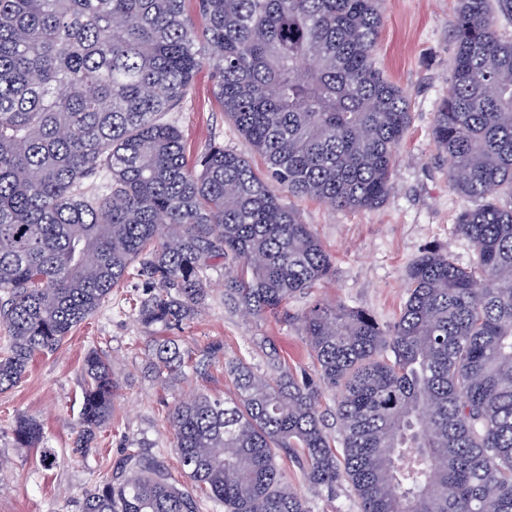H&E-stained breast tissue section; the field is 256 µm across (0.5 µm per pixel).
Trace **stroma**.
Segmentation results:
<instances>
[{
	"mask_svg": "<svg viewBox=\"0 0 512 512\" xmlns=\"http://www.w3.org/2000/svg\"><path fill=\"white\" fill-rule=\"evenodd\" d=\"M456 8L457 0H384L378 60L386 76L407 95L411 115L392 172L391 191L378 207L360 211L334 210L310 198L293 201L302 222L312 226L332 253L331 275L312 294L291 299L277 316L257 320L225 308L224 268L212 267L204 307L174 335L190 353L220 343L223 355L200 371L189 370L170 379L155 377L148 370L150 339L162 330L137 322L133 307L138 289L114 291L58 349L36 357L21 381L0 393V456L9 461L8 469L0 471V512H78L84 493L104 480L126 445L135 442L146 443L165 457L175 480L184 482L167 413L179 401L199 393L230 395L233 386L224 372L225 361L243 358L265 368L260 343L268 339L290 365L309 367L296 317L312 299L368 311L386 329L406 301L405 273L425 249L438 248L462 265L470 261L473 246L456 235L453 226L460 212L476 207L477 202L451 187L446 158L432 136L435 114L451 81ZM193 87L182 111L169 115L184 135L187 158L195 159L215 140L263 169L262 157L225 118L213 93L209 68L196 73ZM99 346L111 353L120 389L112 423L101 432L97 450L81 456L72 448L83 401V364L87 352ZM20 416L42 423L47 444L57 457L53 468H44L38 454L14 448L11 427ZM282 473L310 502L313 512H359L349 489L331 498L318 494L295 469L286 467Z\"/></svg>",
	"mask_w": 512,
	"mask_h": 512,
	"instance_id": "stroma-1",
	"label": "stroma"
}]
</instances>
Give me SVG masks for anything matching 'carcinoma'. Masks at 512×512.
<instances>
[{
  "instance_id": "carcinoma-1",
  "label": "carcinoma",
  "mask_w": 512,
  "mask_h": 512,
  "mask_svg": "<svg viewBox=\"0 0 512 512\" xmlns=\"http://www.w3.org/2000/svg\"><path fill=\"white\" fill-rule=\"evenodd\" d=\"M0 0V392L112 295L143 288L145 327H179L224 261V304L262 318L309 292L332 259L283 194L334 208L382 204L408 102L379 68L382 0ZM512 0H458L453 77L433 137L448 182L479 201L455 231L460 265L431 247L405 274L389 330L319 301L300 318L316 377L267 341L266 370L226 365L234 397L167 414L179 465L132 443L80 512H311L286 459L360 512H512ZM208 66L224 115L260 154L213 141L189 163L165 120ZM158 367L192 356L154 340ZM118 388L101 348L84 361L75 451L95 448ZM335 395L341 451L320 411ZM14 447L45 445L19 417Z\"/></svg>"
}]
</instances>
